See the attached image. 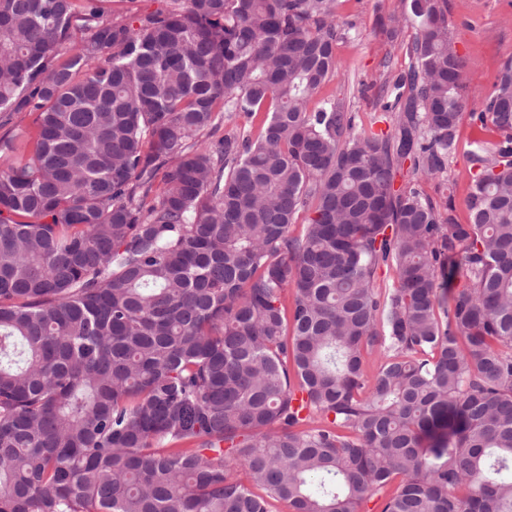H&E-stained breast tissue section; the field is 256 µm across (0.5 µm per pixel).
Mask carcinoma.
Segmentation results:
<instances>
[{
	"mask_svg": "<svg viewBox=\"0 0 512 512\" xmlns=\"http://www.w3.org/2000/svg\"><path fill=\"white\" fill-rule=\"evenodd\" d=\"M104 2L0 0V114L37 113L0 138V512H361L395 479L380 512H512V60L460 224L421 189L467 102L448 0L381 23L414 30L386 132L310 107L340 0Z\"/></svg>",
	"mask_w": 512,
	"mask_h": 512,
	"instance_id": "carcinoma-1",
	"label": "carcinoma"
}]
</instances>
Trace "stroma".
<instances>
[{
  "instance_id": "stroma-1",
  "label": "stroma",
  "mask_w": 512,
  "mask_h": 512,
  "mask_svg": "<svg viewBox=\"0 0 512 512\" xmlns=\"http://www.w3.org/2000/svg\"><path fill=\"white\" fill-rule=\"evenodd\" d=\"M400 0H341L339 24L350 31L337 44L340 67L319 90V97L342 100L355 116L357 128H369L389 99L398 75L407 69L406 48L413 32L402 29L396 40L380 31L382 20L400 11ZM448 21L468 78L467 113L463 115L457 147L445 176L429 179L422 187L437 202L452 199L455 217L467 223L466 198L470 191V153L475 141L493 147L498 135L475 123L503 63L512 58V0H448Z\"/></svg>"
}]
</instances>
